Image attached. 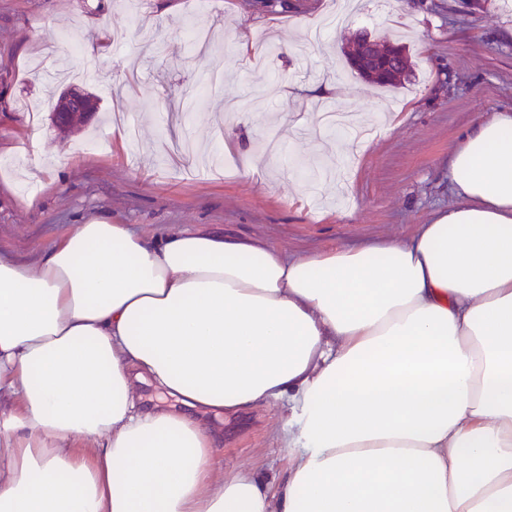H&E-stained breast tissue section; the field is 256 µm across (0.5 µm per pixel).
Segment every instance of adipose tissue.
<instances>
[{
	"label": "adipose tissue",
	"instance_id": "adipose-tissue-1",
	"mask_svg": "<svg viewBox=\"0 0 512 512\" xmlns=\"http://www.w3.org/2000/svg\"><path fill=\"white\" fill-rule=\"evenodd\" d=\"M448 185L410 237L303 256L93 218L0 260V512H512L511 112ZM281 401L285 477H216L207 414Z\"/></svg>",
	"mask_w": 512,
	"mask_h": 512
}]
</instances>
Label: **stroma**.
Wrapping results in <instances>:
<instances>
[{"mask_svg": "<svg viewBox=\"0 0 512 512\" xmlns=\"http://www.w3.org/2000/svg\"><path fill=\"white\" fill-rule=\"evenodd\" d=\"M404 44L412 73L352 74L356 35ZM98 112L69 135L51 119L74 65ZM254 50L245 54L243 43ZM210 72L209 107L187 93ZM512 110V11L502 0H0V256L36 263L92 217L150 235L231 234L295 255L410 236L448 206V154L481 117ZM239 142L243 154L213 147ZM41 166H34L36 157ZM287 403L226 419L217 471L288 470L274 432Z\"/></svg>", "mask_w": 512, "mask_h": 512, "instance_id": "stroma-1", "label": "stroma"}]
</instances>
